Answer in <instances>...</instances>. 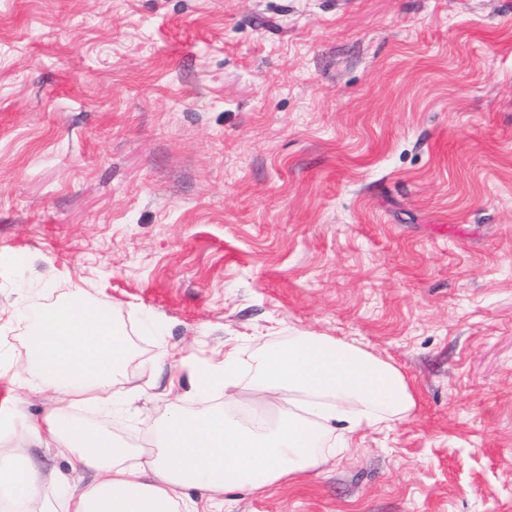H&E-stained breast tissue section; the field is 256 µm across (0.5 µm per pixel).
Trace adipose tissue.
Masks as SVG:
<instances>
[{
  "label": "adipose tissue",
  "mask_w": 512,
  "mask_h": 512,
  "mask_svg": "<svg viewBox=\"0 0 512 512\" xmlns=\"http://www.w3.org/2000/svg\"><path fill=\"white\" fill-rule=\"evenodd\" d=\"M125 327L100 301L71 286L28 322L16 373L0 368V503L30 512H195L188 489L223 512L224 490L261 491L320 467L362 425L379 426L415 406L398 368L361 347L315 332L260 345L249 399L241 401L233 357L196 370L198 407L166 409L149 447L134 448L76 416L110 407L112 388L135 355ZM38 387L53 405L27 414L19 390ZM224 406L209 405L212 388ZM42 448L68 472L40 462Z\"/></svg>",
  "instance_id": "1"
}]
</instances>
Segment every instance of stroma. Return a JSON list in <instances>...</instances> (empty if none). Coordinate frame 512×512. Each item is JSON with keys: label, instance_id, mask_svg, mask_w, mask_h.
Listing matches in <instances>:
<instances>
[{"label": "stroma", "instance_id": "obj_1", "mask_svg": "<svg viewBox=\"0 0 512 512\" xmlns=\"http://www.w3.org/2000/svg\"><path fill=\"white\" fill-rule=\"evenodd\" d=\"M73 283L183 411L257 334L405 376L224 512H512V0H0V352ZM144 411L81 415L145 448Z\"/></svg>", "mask_w": 512, "mask_h": 512}]
</instances>
